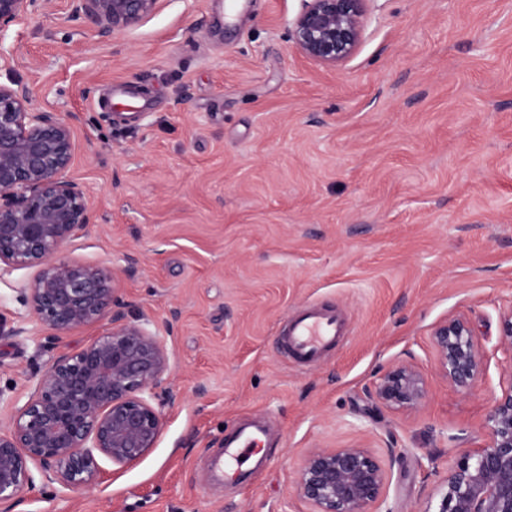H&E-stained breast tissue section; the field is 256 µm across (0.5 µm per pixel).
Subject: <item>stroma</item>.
<instances>
[{
	"instance_id": "stroma-1",
	"label": "stroma",
	"mask_w": 512,
	"mask_h": 512,
	"mask_svg": "<svg viewBox=\"0 0 512 512\" xmlns=\"http://www.w3.org/2000/svg\"><path fill=\"white\" fill-rule=\"evenodd\" d=\"M163 0L109 38L70 0L0 30V84L74 115L68 171L91 203L67 248L111 265L125 317L164 338V427L137 464L99 458L78 491L36 478L0 512H310L307 455L397 448L378 512H438L458 454L484 442L512 305V0H369L354 55L331 68L289 36L302 0ZM340 312L346 334L310 364L284 353L289 316ZM469 319L484 383L453 391L432 328ZM0 335V391L26 400L53 361L86 345L28 321ZM426 378L417 411L376 409L399 361ZM244 424L265 466L214 472Z\"/></svg>"
}]
</instances>
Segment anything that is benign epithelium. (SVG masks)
<instances>
[{
  "label": "benign epithelium",
  "instance_id": "benign-epithelium-1",
  "mask_svg": "<svg viewBox=\"0 0 512 512\" xmlns=\"http://www.w3.org/2000/svg\"><path fill=\"white\" fill-rule=\"evenodd\" d=\"M45 0H0V29ZM162 0H73V14L101 37L139 25ZM368 0H303L290 37L310 60L336 67L356 51ZM70 120L30 107L27 87L0 84V280L16 270L35 274L19 288L21 304L48 335L60 338L97 325L95 339L57 357L23 405L0 429V502L35 487L32 468L61 488L92 487L97 456L120 467L142 459L164 426L155 406L170 372L162 338L143 319L126 318L112 266L76 261L64 253L89 229L91 205L66 178L73 160ZM430 342L439 374L457 393L484 379L488 358L470 321L436 324ZM499 342L512 353V306L499 312ZM483 421L487 441L460 457L448 474L439 512H512V362L504 367ZM426 379L401 361L379 379L376 407L412 411ZM383 460L363 443L315 449L295 484L310 512H369L389 479L396 449Z\"/></svg>",
  "mask_w": 512,
  "mask_h": 512
}]
</instances>
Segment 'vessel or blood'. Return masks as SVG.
Returning a JSON list of instances; mask_svg holds the SVG:
<instances>
[{"instance_id":"obj_1","label":"vessel or blood","mask_w":512,"mask_h":512,"mask_svg":"<svg viewBox=\"0 0 512 512\" xmlns=\"http://www.w3.org/2000/svg\"><path fill=\"white\" fill-rule=\"evenodd\" d=\"M344 326L335 314L321 312L311 308L295 315L288 325L287 350L290 357L303 363L318 357L324 347L332 343L336 336L342 335ZM262 437L255 432H242L224 449V459L228 465L241 467V459L252 453Z\"/></svg>"}]
</instances>
